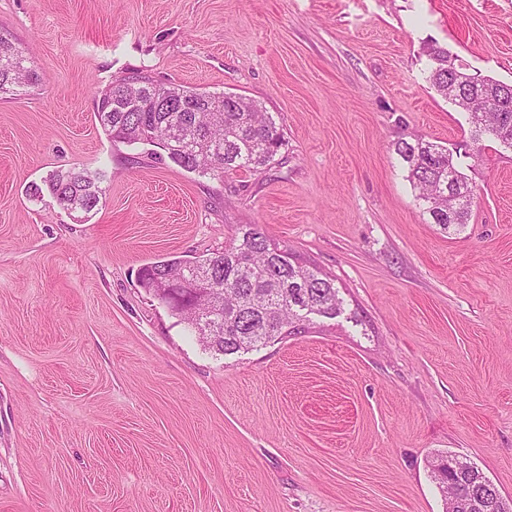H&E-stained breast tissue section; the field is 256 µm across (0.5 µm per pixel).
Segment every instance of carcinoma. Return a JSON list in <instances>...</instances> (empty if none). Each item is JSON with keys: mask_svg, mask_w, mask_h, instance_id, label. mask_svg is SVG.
Returning a JSON list of instances; mask_svg holds the SVG:
<instances>
[{"mask_svg": "<svg viewBox=\"0 0 512 512\" xmlns=\"http://www.w3.org/2000/svg\"><path fill=\"white\" fill-rule=\"evenodd\" d=\"M428 80L444 98L468 113L471 139L512 140V97L499 98L504 83L476 78L456 68L447 50L432 46ZM39 74L25 53L0 31V93L35 85ZM181 99L193 112H161L151 90ZM95 116L115 141L129 145L156 144L178 167L202 175L227 171L260 172L276 162L283 135L273 116L256 102L233 93H208L181 85H158L134 74L116 80L101 91ZM395 152L433 223L447 229L469 223L473 198L468 176L459 169L453 152L430 141L399 140ZM49 194L69 214L87 215L100 202V177L84 169L50 173L43 185L30 186L41 200ZM214 287L181 294L159 302L194 329L204 347L229 355L299 333L302 318L296 310L332 317L341 301L333 280L316 269L291 259L248 224L224 251L204 258ZM192 260L172 258L149 263L140 276L142 288L153 294L155 279L175 278L187 272ZM440 455L433 472L446 493V512H508L512 509L498 489L484 484L479 469L449 473Z\"/></svg>", "mask_w": 512, "mask_h": 512, "instance_id": "1", "label": "carcinoma"}]
</instances>
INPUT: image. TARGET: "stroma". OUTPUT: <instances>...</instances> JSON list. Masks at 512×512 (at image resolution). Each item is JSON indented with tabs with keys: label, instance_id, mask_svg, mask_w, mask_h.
Instances as JSON below:
<instances>
[{
	"label": "stroma",
	"instance_id": "1",
	"mask_svg": "<svg viewBox=\"0 0 512 512\" xmlns=\"http://www.w3.org/2000/svg\"><path fill=\"white\" fill-rule=\"evenodd\" d=\"M41 76L0 97V512H445L438 454L512 501V150L474 147L427 50L512 84V0H0ZM235 93L284 144L200 176L112 141V81ZM456 151L476 195L444 232L394 144ZM102 175L89 219L29 196ZM255 224L343 301L218 355L145 264Z\"/></svg>",
	"mask_w": 512,
	"mask_h": 512
}]
</instances>
